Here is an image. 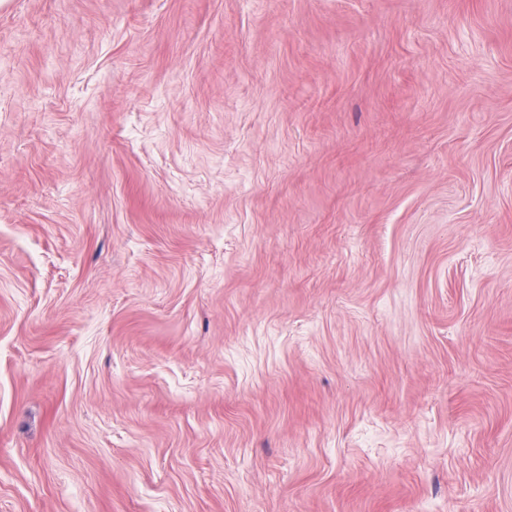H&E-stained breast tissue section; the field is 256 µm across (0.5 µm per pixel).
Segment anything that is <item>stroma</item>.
Here are the masks:
<instances>
[{
  "label": "stroma",
  "instance_id": "stroma-1",
  "mask_svg": "<svg viewBox=\"0 0 512 512\" xmlns=\"http://www.w3.org/2000/svg\"><path fill=\"white\" fill-rule=\"evenodd\" d=\"M0 512H512V0H0Z\"/></svg>",
  "mask_w": 512,
  "mask_h": 512
}]
</instances>
